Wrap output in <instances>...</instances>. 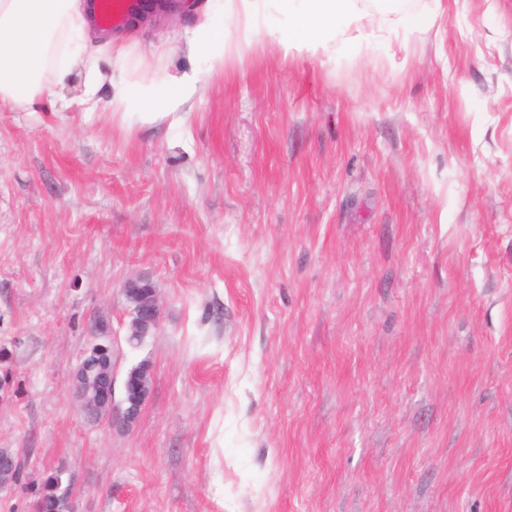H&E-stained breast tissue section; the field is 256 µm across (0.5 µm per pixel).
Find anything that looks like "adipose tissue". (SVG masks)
Instances as JSON below:
<instances>
[{
  "mask_svg": "<svg viewBox=\"0 0 512 512\" xmlns=\"http://www.w3.org/2000/svg\"><path fill=\"white\" fill-rule=\"evenodd\" d=\"M277 12L294 17L292 29L276 23ZM373 12L389 30L409 20L392 0H224L221 12L204 13L188 33L196 67L141 84L122 70L103 75L101 61L112 41L92 29L82 0H0V105L28 109L52 84L77 74L83 80L79 103L86 111L106 101L114 113L152 125L192 99L207 75L223 70L229 37L331 59L337 48L351 51L363 43L362 22ZM105 89L110 92L106 100L101 97Z\"/></svg>",
  "mask_w": 512,
  "mask_h": 512,
  "instance_id": "obj_1",
  "label": "adipose tissue"
}]
</instances>
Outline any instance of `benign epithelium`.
I'll use <instances>...</instances> for the list:
<instances>
[{"label": "benign epithelium", "mask_w": 512, "mask_h": 512, "mask_svg": "<svg viewBox=\"0 0 512 512\" xmlns=\"http://www.w3.org/2000/svg\"><path fill=\"white\" fill-rule=\"evenodd\" d=\"M190 0H142V7L129 18L130 25L156 24L164 19L180 17L189 7ZM123 295L129 305L131 321L129 340H141L159 324L161 305L156 288L146 279L128 280ZM109 347L95 343L85 352L83 361L73 378L72 390L80 410L91 418L112 416L114 410V382L112 362L107 356ZM151 386V369L147 364L125 376L120 420L126 424L136 422L147 400ZM20 451L6 449L0 455V486L15 481V468L20 462Z\"/></svg>", "instance_id": "7a95c632"}]
</instances>
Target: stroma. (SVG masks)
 I'll use <instances>...</instances> for the list:
<instances>
[{
    "label": "stroma",
    "mask_w": 512,
    "mask_h": 512,
    "mask_svg": "<svg viewBox=\"0 0 512 512\" xmlns=\"http://www.w3.org/2000/svg\"><path fill=\"white\" fill-rule=\"evenodd\" d=\"M322 61L228 42L181 122L0 107V448L78 512H512V0ZM194 16L114 32L190 70ZM149 279L134 347L122 294ZM136 423L71 382L99 333ZM123 295L129 305L131 321L128 325L129 340H142L158 326L161 305L156 288L141 277L128 280ZM151 386V369L147 364L131 371L122 382L123 397L120 420L127 425L136 422L140 410L147 400Z\"/></svg>",
    "instance_id": "stroma-1"
}]
</instances>
